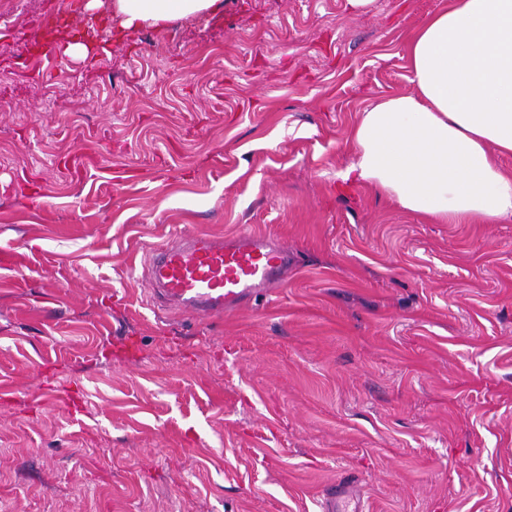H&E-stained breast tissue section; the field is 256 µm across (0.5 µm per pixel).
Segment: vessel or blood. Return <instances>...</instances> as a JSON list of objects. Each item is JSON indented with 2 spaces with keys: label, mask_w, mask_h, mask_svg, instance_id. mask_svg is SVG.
I'll return each instance as SVG.
<instances>
[{
  "label": "vessel or blood",
  "mask_w": 512,
  "mask_h": 512,
  "mask_svg": "<svg viewBox=\"0 0 512 512\" xmlns=\"http://www.w3.org/2000/svg\"><path fill=\"white\" fill-rule=\"evenodd\" d=\"M293 258L263 235L242 232L218 241L188 233L152 249L143 279L163 307L200 317H219L281 282ZM322 512H364L349 481L326 488Z\"/></svg>",
  "instance_id": "1"
}]
</instances>
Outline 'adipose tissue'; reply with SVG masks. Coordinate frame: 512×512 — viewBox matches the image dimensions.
Instances as JSON below:
<instances>
[{"label":"adipose tissue","instance_id":"ef3b65f1","mask_svg":"<svg viewBox=\"0 0 512 512\" xmlns=\"http://www.w3.org/2000/svg\"><path fill=\"white\" fill-rule=\"evenodd\" d=\"M224 0H113L123 25L160 28ZM408 91L360 113L341 179L448 224L512 220V0H448L407 45Z\"/></svg>","mask_w":512,"mask_h":512}]
</instances>
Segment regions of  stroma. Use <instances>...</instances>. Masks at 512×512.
<instances>
[{
    "mask_svg": "<svg viewBox=\"0 0 512 512\" xmlns=\"http://www.w3.org/2000/svg\"><path fill=\"white\" fill-rule=\"evenodd\" d=\"M22 69L0 0V512H512V221L438 224L340 171L442 0H224ZM295 263L221 319L154 308L177 231ZM364 507L362 496L352 482L338 481L324 491L322 512H364Z\"/></svg>",
    "mask_w": 512,
    "mask_h": 512,
    "instance_id": "35a3bbf8",
    "label": "stroma"
}]
</instances>
